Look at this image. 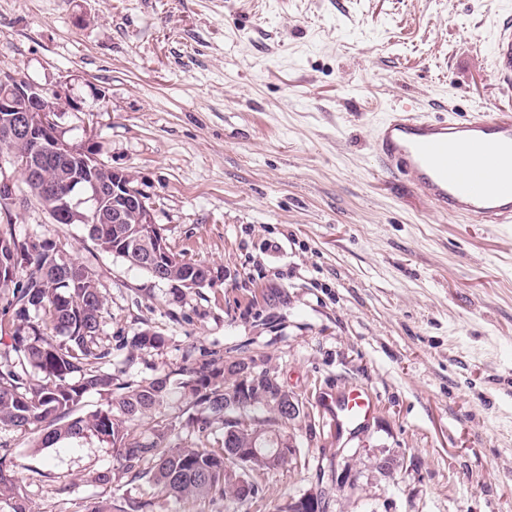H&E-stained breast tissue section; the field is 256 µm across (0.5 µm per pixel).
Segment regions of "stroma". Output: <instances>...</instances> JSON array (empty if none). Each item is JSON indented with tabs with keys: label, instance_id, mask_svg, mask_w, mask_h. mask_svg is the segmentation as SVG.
Returning a JSON list of instances; mask_svg holds the SVG:
<instances>
[{
	"label": "stroma",
	"instance_id": "35a3bbf8",
	"mask_svg": "<svg viewBox=\"0 0 512 512\" xmlns=\"http://www.w3.org/2000/svg\"><path fill=\"white\" fill-rule=\"evenodd\" d=\"M509 14L512 0H0V75L68 88L83 109L62 117L66 139L134 173L170 247L218 274L177 293L35 200L1 214L90 265L106 371L175 384L251 360L305 404L295 459L242 504L99 485L109 443L35 448L0 428L30 512H280L332 467L355 481L327 484L326 512H512V224L436 213L371 148L396 105L512 112L490 53ZM143 330L163 344L131 349ZM353 385L376 410L337 426Z\"/></svg>",
	"mask_w": 512,
	"mask_h": 512
}]
</instances>
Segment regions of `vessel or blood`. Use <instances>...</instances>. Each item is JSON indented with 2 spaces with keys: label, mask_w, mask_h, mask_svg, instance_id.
<instances>
[{
  "label": "vessel or blood",
  "mask_w": 512,
  "mask_h": 512,
  "mask_svg": "<svg viewBox=\"0 0 512 512\" xmlns=\"http://www.w3.org/2000/svg\"><path fill=\"white\" fill-rule=\"evenodd\" d=\"M492 60L499 79L512 85V19L497 23ZM386 174L406 179L438 212L474 224H512V114L486 110L468 119H430L392 108L372 141ZM337 408L353 421L373 410L368 393L352 388Z\"/></svg>",
  "instance_id": "obj_1"
}]
</instances>
